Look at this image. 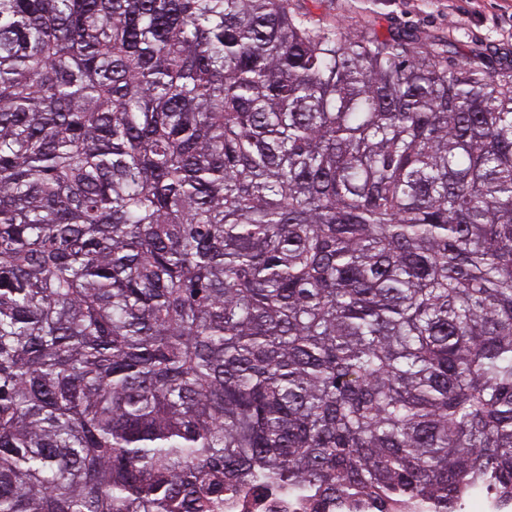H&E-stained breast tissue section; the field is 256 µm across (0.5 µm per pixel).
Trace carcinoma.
Returning a JSON list of instances; mask_svg holds the SVG:
<instances>
[{
  "mask_svg": "<svg viewBox=\"0 0 512 512\" xmlns=\"http://www.w3.org/2000/svg\"><path fill=\"white\" fill-rule=\"evenodd\" d=\"M512 505V59L288 0H0V512ZM468 506L472 511L470 512H493L495 510L497 500L491 496L484 486L474 485L466 493ZM466 503L462 502L463 512L468 511ZM305 505L287 495L269 493L257 499L243 496L226 499L224 512H311L305 511Z\"/></svg>",
  "mask_w": 512,
  "mask_h": 512,
  "instance_id": "carcinoma-1",
  "label": "carcinoma"
}]
</instances>
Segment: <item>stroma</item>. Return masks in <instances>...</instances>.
<instances>
[{
	"label": "stroma",
	"mask_w": 512,
	"mask_h": 512,
	"mask_svg": "<svg viewBox=\"0 0 512 512\" xmlns=\"http://www.w3.org/2000/svg\"><path fill=\"white\" fill-rule=\"evenodd\" d=\"M300 9L354 32L411 26L444 38L455 56L512 55V0H297Z\"/></svg>",
	"instance_id": "stroma-1"
}]
</instances>
